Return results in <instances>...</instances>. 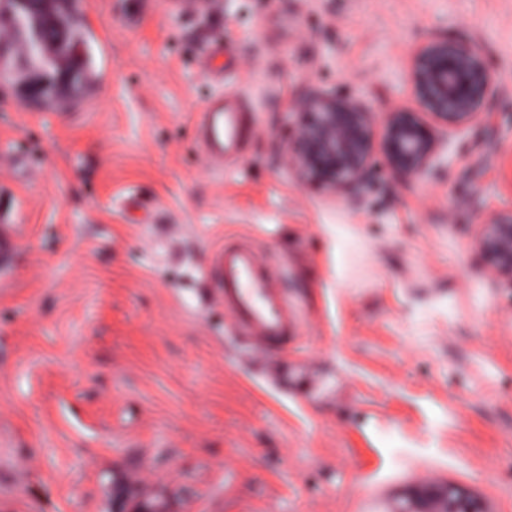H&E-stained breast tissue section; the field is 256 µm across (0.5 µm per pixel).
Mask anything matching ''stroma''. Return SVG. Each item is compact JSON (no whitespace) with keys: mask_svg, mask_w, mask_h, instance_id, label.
Returning a JSON list of instances; mask_svg holds the SVG:
<instances>
[{"mask_svg":"<svg viewBox=\"0 0 512 512\" xmlns=\"http://www.w3.org/2000/svg\"><path fill=\"white\" fill-rule=\"evenodd\" d=\"M66 111L0 75V512H399L451 487L512 512V286L478 239L512 209V0H78ZM490 59L491 113L437 180L353 206L288 164L292 101L416 109L415 47ZM248 100L209 163L196 111ZM282 264L299 335L276 385L207 278L225 240ZM132 482L137 493L124 496Z\"/></svg>","mask_w":512,"mask_h":512,"instance_id":"obj_1","label":"stroma"}]
</instances>
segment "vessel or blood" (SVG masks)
<instances>
[{"label":"vessel or blood","mask_w":512,"mask_h":512,"mask_svg":"<svg viewBox=\"0 0 512 512\" xmlns=\"http://www.w3.org/2000/svg\"><path fill=\"white\" fill-rule=\"evenodd\" d=\"M249 131L250 115L239 103L217 99L199 114L202 150L214 165H223L227 156L239 154ZM209 275L251 356L266 361V375L274 376L270 357L287 351L299 332L280 267L261 258L251 241L233 239L215 253Z\"/></svg>","instance_id":"b4317fda"}]
</instances>
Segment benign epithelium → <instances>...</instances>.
I'll list each match as a JSON object with an SVG mask.
<instances>
[{
  "mask_svg": "<svg viewBox=\"0 0 512 512\" xmlns=\"http://www.w3.org/2000/svg\"><path fill=\"white\" fill-rule=\"evenodd\" d=\"M408 82L422 109L386 113L375 134L373 104L343 90L320 91L290 103L300 116L289 162L338 196L360 201L374 187L381 159L392 172L411 178L431 176L440 165L441 128H465L481 114L493 93L490 61L466 40L444 36L421 43ZM478 247L485 264L512 285V211L494 214ZM400 512H483L479 504L451 488L434 490Z\"/></svg>",
  "mask_w": 512,
  "mask_h": 512,
  "instance_id": "obj_1",
  "label": "benign epithelium"
}]
</instances>
